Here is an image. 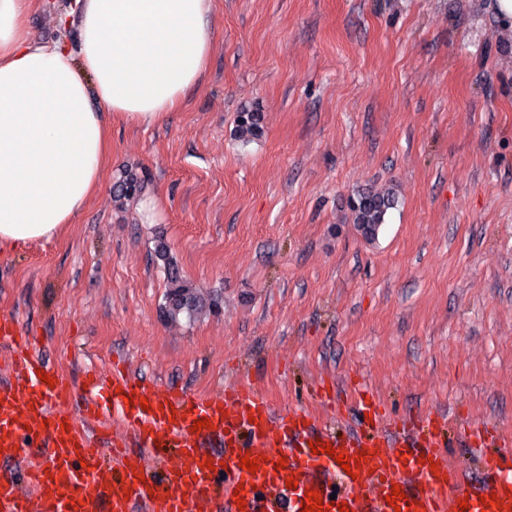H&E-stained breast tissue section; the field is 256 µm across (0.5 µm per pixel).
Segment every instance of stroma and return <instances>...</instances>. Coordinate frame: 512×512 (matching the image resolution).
<instances>
[{
	"mask_svg": "<svg viewBox=\"0 0 512 512\" xmlns=\"http://www.w3.org/2000/svg\"><path fill=\"white\" fill-rule=\"evenodd\" d=\"M67 5L40 0L32 36L76 42ZM208 30L178 109L110 120L108 177L74 222L0 249V311L76 383L123 358L352 425L357 379L389 417L453 407L512 433V38L491 0H211ZM246 109L263 132L242 142ZM371 185L399 200L374 238L348 207ZM178 283L202 308L172 320Z\"/></svg>",
	"mask_w": 512,
	"mask_h": 512,
	"instance_id": "35a3bbf8",
	"label": "stroma"
}]
</instances>
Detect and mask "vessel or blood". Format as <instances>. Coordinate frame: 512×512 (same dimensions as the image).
Masks as SVG:
<instances>
[{"mask_svg":"<svg viewBox=\"0 0 512 512\" xmlns=\"http://www.w3.org/2000/svg\"><path fill=\"white\" fill-rule=\"evenodd\" d=\"M0 512H300L307 491L323 512H497L512 505L511 439L488 427L470 428L480 475L452 463L441 432L442 413L387 430L381 399L363 384L354 398L361 423L337 432L317 427L305 410L275 408L247 383L223 394H194L138 378L123 360L84 371V393L39 354L29 332L0 316ZM208 427L193 430L197 420ZM125 440L104 446L109 421ZM320 441L342 453H313ZM499 453L487 454L486 444ZM258 469H242L244 456ZM360 463L359 476L345 464ZM295 478L296 488L286 486ZM405 497L387 504L393 487ZM496 505H484L486 497ZM245 507H238L237 498ZM468 510H460V501Z\"/></svg>","mask_w":512,"mask_h":512,"instance_id":"1","label":"vessel or blood"}]
</instances>
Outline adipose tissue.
<instances>
[{
  "instance_id": "adipose-tissue-1",
  "label": "adipose tissue",
  "mask_w": 512,
  "mask_h": 512,
  "mask_svg": "<svg viewBox=\"0 0 512 512\" xmlns=\"http://www.w3.org/2000/svg\"><path fill=\"white\" fill-rule=\"evenodd\" d=\"M37 0H0V248L58 236L105 176L107 119L152 123L196 86L210 0H75L78 40L42 42Z\"/></svg>"
}]
</instances>
